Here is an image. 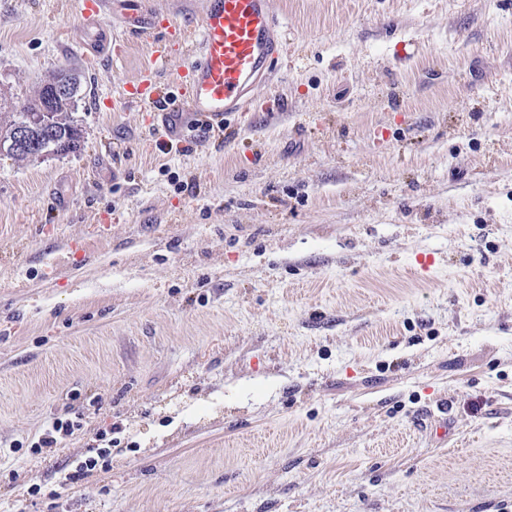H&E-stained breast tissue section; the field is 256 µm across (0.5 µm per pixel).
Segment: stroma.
Instances as JSON below:
<instances>
[{
	"label": "stroma",
	"mask_w": 512,
	"mask_h": 512,
	"mask_svg": "<svg viewBox=\"0 0 512 512\" xmlns=\"http://www.w3.org/2000/svg\"><path fill=\"white\" fill-rule=\"evenodd\" d=\"M272 8L287 62L166 152L123 94L188 53L0 0V90L69 71L82 131L0 153V512H512V0ZM79 427V421L56 419L48 425L39 436L38 441L32 444L31 448H51L57 444L58 437L71 435Z\"/></svg>",
	"instance_id": "obj_1"
}]
</instances>
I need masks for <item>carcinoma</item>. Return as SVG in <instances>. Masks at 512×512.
Listing matches in <instances>:
<instances>
[{
	"instance_id": "carcinoma-1",
	"label": "carcinoma",
	"mask_w": 512,
	"mask_h": 512,
	"mask_svg": "<svg viewBox=\"0 0 512 512\" xmlns=\"http://www.w3.org/2000/svg\"><path fill=\"white\" fill-rule=\"evenodd\" d=\"M60 79L67 80L73 91H78L76 79L61 70L49 76L35 97L20 105L13 101V96L0 93V152L11 153L20 124L27 125L29 131L26 150L18 155L20 159L36 158L57 147L63 152L77 147L80 129L72 117L75 100L51 98L52 85ZM45 112L51 113L48 124L42 122Z\"/></svg>"
}]
</instances>
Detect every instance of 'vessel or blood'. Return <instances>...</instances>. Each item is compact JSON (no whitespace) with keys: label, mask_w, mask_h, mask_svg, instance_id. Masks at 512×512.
Instances as JSON below:
<instances>
[{"label":"vessel or blood","mask_w":512,"mask_h":512,"mask_svg":"<svg viewBox=\"0 0 512 512\" xmlns=\"http://www.w3.org/2000/svg\"><path fill=\"white\" fill-rule=\"evenodd\" d=\"M79 9L90 28L100 26L103 14L115 16L123 31L147 40L154 59L167 54L163 36L189 47L192 62L182 76L179 95L161 112V127L171 136L183 135V126L175 120L183 112L208 131H222L226 117L246 110L287 52V30L271 0H206L196 34L148 13L141 0H79ZM155 74L151 67L140 71L126 102L156 101L160 93Z\"/></svg>","instance_id":"vessel-or-blood-1"}]
</instances>
